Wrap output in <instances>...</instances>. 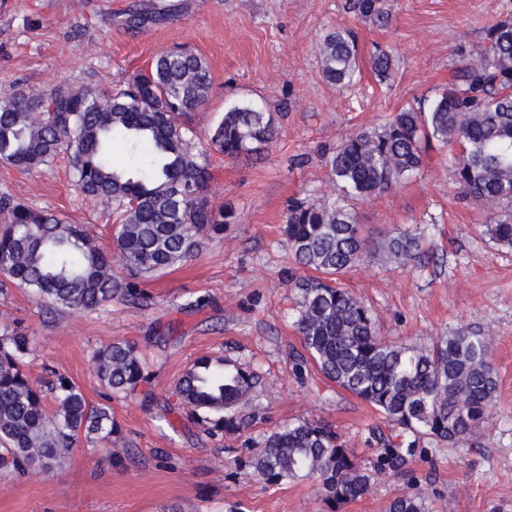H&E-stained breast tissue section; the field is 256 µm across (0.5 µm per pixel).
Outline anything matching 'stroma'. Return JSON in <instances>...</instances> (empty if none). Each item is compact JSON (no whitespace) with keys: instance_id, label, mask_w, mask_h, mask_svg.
<instances>
[{"instance_id":"35a3bbf8","label":"stroma","mask_w":512,"mask_h":512,"mask_svg":"<svg viewBox=\"0 0 512 512\" xmlns=\"http://www.w3.org/2000/svg\"><path fill=\"white\" fill-rule=\"evenodd\" d=\"M131 2L0 0V99L88 82L108 94L160 52L185 46L213 76L194 116L196 142L240 102L282 109L280 135L260 158L221 162L210 201L214 210L233 211L235 222L211 233L188 262L137 278L145 302L50 310L27 289L0 291V329L29 336L32 379L41 381L50 363L89 402L108 403L120 427L111 447L82 442L53 469L23 479L0 473V512H385L395 495L414 488L433 512H512V250L490 239L488 214L460 197L438 156L389 193L355 204L372 239L423 228L427 263L371 251L340 281L387 339L428 346L462 324L488 336L499 374L488 420L453 447L421 439L407 470L382 471L366 495L336 507L314 481L267 484L247 466L265 435L297 420L332 424L368 468L383 455V439L399 435L313 364H297L303 347L293 281L303 271L280 226L290 198L335 195L323 148L431 94L460 52L482 43L490 23L512 17V0H386V26L358 18L345 0H155L164 19L138 30L124 24ZM337 27L359 35L362 77L351 87L321 73L316 45ZM378 45L395 55L386 82L369 64ZM67 165L61 157L22 174L0 162V194L111 243V209L76 191ZM116 339L137 344L149 381L139 394L108 401L93 354ZM204 356L247 365L259 377L252 404L239 409L246 426L238 433L202 432L171 399Z\"/></svg>"}]
</instances>
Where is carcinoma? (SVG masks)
<instances>
[{"label":"carcinoma","mask_w":512,"mask_h":512,"mask_svg":"<svg viewBox=\"0 0 512 512\" xmlns=\"http://www.w3.org/2000/svg\"><path fill=\"white\" fill-rule=\"evenodd\" d=\"M386 0H346L362 19L385 25ZM161 16L151 2L136 4L125 24L136 29ZM323 78L336 86L360 80L358 35L351 28L327 32L317 45ZM371 68L391 78L394 58L378 47ZM211 70L194 51L159 53L111 94L89 82L73 89L20 92L0 100V161L20 172L68 156L74 186L112 207V243L99 244L82 226L0 195V277L35 292L57 309L92 311L117 297H131L118 279V264L145 276L189 261L209 230L233 214L210 205L214 156L236 159L259 153L279 134L275 113L232 105L201 150L193 147L192 117L209 99ZM132 142L142 159L112 161V141ZM448 160L460 192L487 210V233L512 248V18L498 20L481 46L430 97L395 112L382 126L361 129L323 153L338 195L288 202L285 236L302 268L316 271L296 284V329L318 372L402 429L455 444L489 417L498 388L490 340L460 326L428 347L378 334L369 309L338 282L370 249L351 205L391 190L420 172L430 152ZM421 228L387 234L377 248L408 260L421 251ZM32 352L17 330L0 333V471L24 476L49 469L80 439L112 445L119 426L107 405H93L66 375L42 365L48 381L37 387L27 372ZM97 376L111 394L130 396L148 381L137 347L115 340L94 352ZM256 377L221 358L201 357L183 374L173 396L209 435L236 433L240 405L253 400ZM252 475L271 484L313 479L337 505L369 492L374 474L363 468L334 429L297 421L269 433L250 458ZM387 512H431L421 492L390 500Z\"/></svg>","instance_id":"1"}]
</instances>
